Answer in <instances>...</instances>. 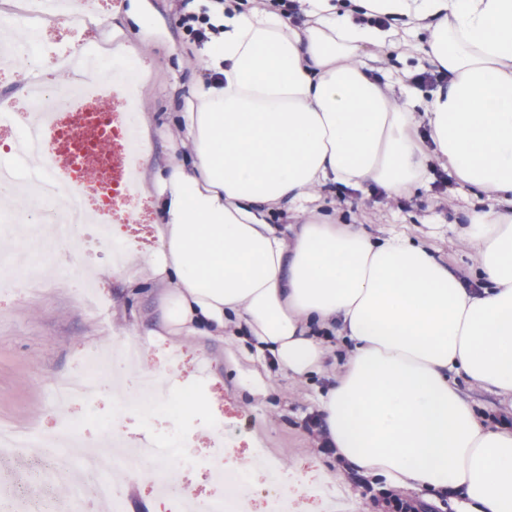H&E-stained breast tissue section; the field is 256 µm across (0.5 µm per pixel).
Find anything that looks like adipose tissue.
Wrapping results in <instances>:
<instances>
[{"label": "adipose tissue", "instance_id": "ef3b65f1", "mask_svg": "<svg viewBox=\"0 0 512 512\" xmlns=\"http://www.w3.org/2000/svg\"><path fill=\"white\" fill-rule=\"evenodd\" d=\"M304 4L292 25L225 0L224 33L204 58L224 82L184 115L192 158L139 187L158 246L108 275L159 300L138 333L240 331L295 377L323 371L333 334L349 351L318 413L344 469L458 495L463 512H512V429L479 419L450 379L512 396V0ZM410 32L448 78L420 112L413 85L393 88L364 63ZM432 159L502 202L459 227L477 287L404 234L315 209L284 229L264 219L330 184L416 192Z\"/></svg>", "mask_w": 512, "mask_h": 512}]
</instances>
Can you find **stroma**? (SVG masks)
Returning <instances> with one entry per match:
<instances>
[{"mask_svg":"<svg viewBox=\"0 0 512 512\" xmlns=\"http://www.w3.org/2000/svg\"><path fill=\"white\" fill-rule=\"evenodd\" d=\"M181 3L114 0L94 29L56 24L45 32L48 47L59 54L99 55L117 41L134 47V61L149 72L136 93L138 103L150 114L155 145L154 157L144 170L149 182L160 180L170 163L188 158V150L171 153L168 143L184 135L181 115L190 111L195 90L206 82L199 64L204 49L185 32ZM132 12L149 17V26L133 24L128 18ZM405 69L418 78L419 94L413 105L415 111H423L440 82L430 78V65L413 46L387 51L374 74L394 77ZM33 76L45 82L59 78L58 73H46L42 65L32 62L5 65L0 70V102L33 112L26 92ZM319 204L323 212L366 225L374 234L405 233L427 244L453 269L469 275L475 268L473 252L453 228L468 223L472 212L494 206L495 199L462 186L447 167L433 161L425 188L414 195L392 197L378 187L355 189L339 183L322 192ZM76 253L74 264L43 277L34 288H27L22 271L0 282V424L42 432L67 427L84 443L96 441L104 431L130 447L149 438L163 442L166 453L154 463L155 482L127 476L124 512H147L144 496L156 494L162 483L191 487L207 498L248 502L255 512H262V474L249 476L251 493L247 496L213 475L214 466L242 469L259 454L284 476L295 467L304 475L336 471L335 459L319 450L308 426L317 416V398L329 373L344 362L346 346L332 341L325 372L302 379L288 376L271 361L248 359L238 344L199 336L165 340L147 336L140 358L124 361L119 346L133 324L142 322L148 302L127 297L119 283L105 281L95 286L96 307H86L85 267L108 269L110 256L90 227L82 229ZM94 351L108 354L111 367L125 364L133 371L153 366L157 358L181 354L172 369L205 389V410L185 418L174 416L163 405L149 412L134 404L119 411L116 397L103 395L90 403L76 401L66 410L57 408L48 392L50 383L77 375L80 361ZM251 374L267 384V392L254 395L243 387V378ZM456 383L479 417L491 424L505 421L512 425L511 397L461 377Z\"/></svg>","mask_w":512,"mask_h":512,"instance_id":"1","label":"stroma"}]
</instances>
